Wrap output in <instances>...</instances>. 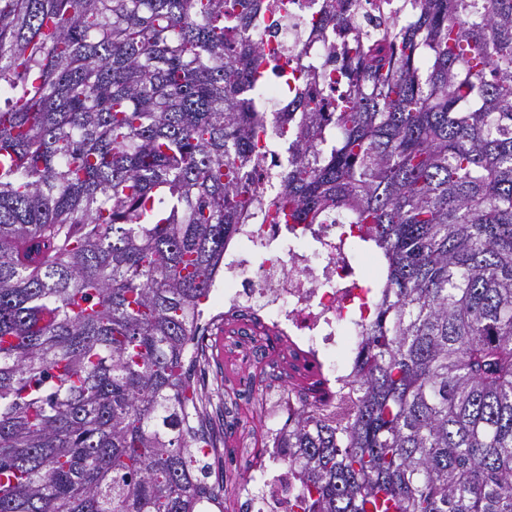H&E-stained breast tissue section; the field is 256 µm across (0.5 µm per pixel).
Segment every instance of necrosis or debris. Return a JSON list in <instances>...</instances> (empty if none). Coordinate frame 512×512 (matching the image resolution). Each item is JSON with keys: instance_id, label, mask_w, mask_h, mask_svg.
<instances>
[{"instance_id": "4bbe7bcc", "label": "necrosis or debris", "mask_w": 512, "mask_h": 512, "mask_svg": "<svg viewBox=\"0 0 512 512\" xmlns=\"http://www.w3.org/2000/svg\"><path fill=\"white\" fill-rule=\"evenodd\" d=\"M310 3L297 0L288 21L255 34V41L274 49L294 48ZM357 264L355 243L340 225L270 224L255 214L224 242V259L213 279L203 322L214 339L222 322H241L251 362L261 361L263 338H278L295 356L317 365L329 398L349 401L366 328L363 315L351 314L349 307L371 293L354 279ZM297 410L298 397L291 386L270 392L262 424L248 440L247 479L229 504L224 478L216 476L200 500V512H226L246 503L254 512H286L297 482L288 471L282 436Z\"/></svg>"}]
</instances>
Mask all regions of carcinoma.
Instances as JSON below:
<instances>
[{
    "label": "carcinoma",
    "instance_id": "carcinoma-1",
    "mask_svg": "<svg viewBox=\"0 0 512 512\" xmlns=\"http://www.w3.org/2000/svg\"><path fill=\"white\" fill-rule=\"evenodd\" d=\"M288 2L0 0V512H199L189 350L255 209L382 266L355 400L288 425V512H512V0H322L328 68L241 39Z\"/></svg>",
    "mask_w": 512,
    "mask_h": 512
}]
</instances>
